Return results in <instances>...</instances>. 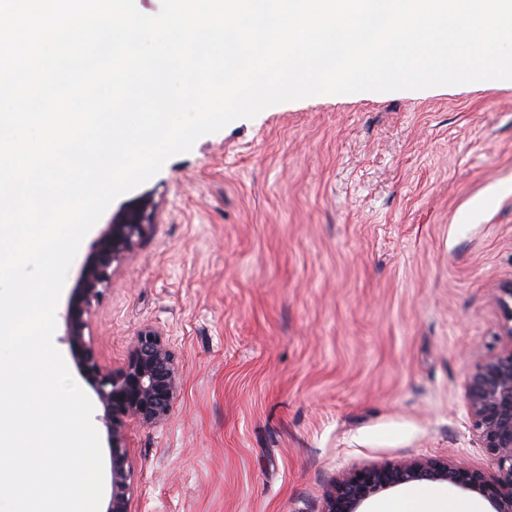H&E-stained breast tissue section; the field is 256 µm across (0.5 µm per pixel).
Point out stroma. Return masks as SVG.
<instances>
[{
  "mask_svg": "<svg viewBox=\"0 0 512 512\" xmlns=\"http://www.w3.org/2000/svg\"><path fill=\"white\" fill-rule=\"evenodd\" d=\"M149 228L92 309L101 364L159 327L169 418L133 512H322L343 472L486 469L465 386L512 281V81L320 95L199 138L101 225Z\"/></svg>",
  "mask_w": 512,
  "mask_h": 512,
  "instance_id": "obj_1",
  "label": "stroma"
}]
</instances>
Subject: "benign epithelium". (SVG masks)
I'll use <instances>...</instances> for the list:
<instances>
[{
  "mask_svg": "<svg viewBox=\"0 0 512 512\" xmlns=\"http://www.w3.org/2000/svg\"><path fill=\"white\" fill-rule=\"evenodd\" d=\"M147 228L137 212L105 225L80 268L64 316L68 343L101 404L99 420L109 438L112 494L105 512H132L128 424L165 421L182 382L164 333L154 325L136 331L117 369L102 366L92 340L85 338L92 303L108 288L114 270L135 253ZM500 292L499 306L504 312L501 347L475 367L465 388L472 428L486 451L491 472L420 458L349 470L336 480L322 512H359L373 495L413 482H448L490 499L495 512H512V307L506 301L512 299V281Z\"/></svg>",
  "mask_w": 512,
  "mask_h": 512,
  "instance_id": "7a95c632",
  "label": "benign epithelium"
}]
</instances>
